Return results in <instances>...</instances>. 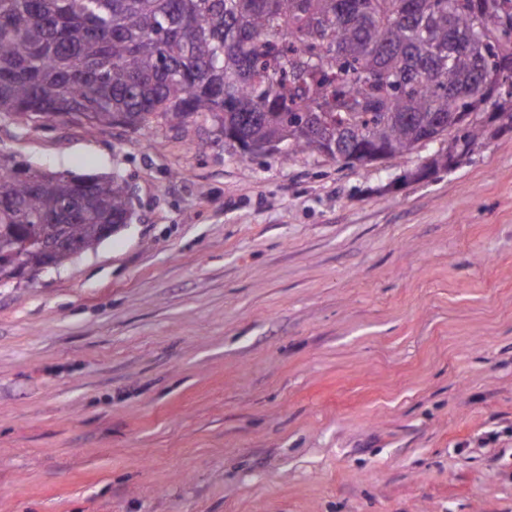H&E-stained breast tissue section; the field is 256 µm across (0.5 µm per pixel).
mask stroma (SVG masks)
Returning <instances> with one entry per match:
<instances>
[{"label":"stroma","instance_id":"obj_1","mask_svg":"<svg viewBox=\"0 0 512 512\" xmlns=\"http://www.w3.org/2000/svg\"><path fill=\"white\" fill-rule=\"evenodd\" d=\"M0 116L132 216L0 284V512H512V131L420 178Z\"/></svg>","mask_w":512,"mask_h":512}]
</instances>
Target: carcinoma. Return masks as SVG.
<instances>
[{
  "mask_svg": "<svg viewBox=\"0 0 512 512\" xmlns=\"http://www.w3.org/2000/svg\"><path fill=\"white\" fill-rule=\"evenodd\" d=\"M220 123L245 154L280 141L352 165L448 137L426 177L512 126V0H0V115L49 125ZM127 185L17 169L0 154V279L41 273L39 243L93 249ZM26 248H21L25 242Z\"/></svg>",
  "mask_w": 512,
  "mask_h": 512,
  "instance_id": "obj_1",
  "label": "carcinoma"
}]
</instances>
